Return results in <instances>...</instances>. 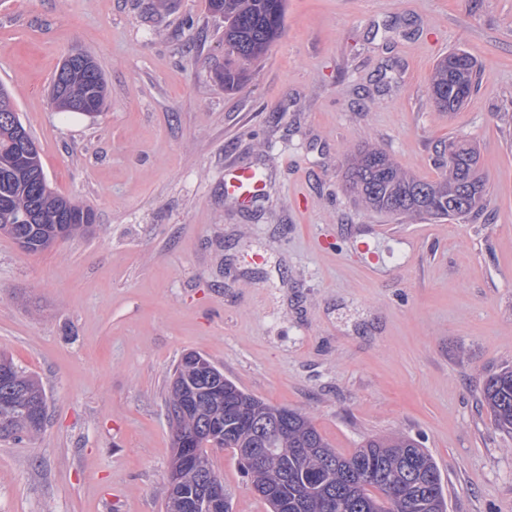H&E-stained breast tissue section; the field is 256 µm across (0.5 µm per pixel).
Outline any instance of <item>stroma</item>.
Segmentation results:
<instances>
[{"mask_svg":"<svg viewBox=\"0 0 512 512\" xmlns=\"http://www.w3.org/2000/svg\"><path fill=\"white\" fill-rule=\"evenodd\" d=\"M457 49L481 77L450 115L429 78ZM76 50L107 81L93 119L49 102ZM223 65L204 0H0V83L51 188L95 212L40 253L0 236V350L48 398L38 436L0 440V512H163L191 351L341 454L414 437L448 512H512V436L481 402L512 366V0H286L250 81L225 91ZM452 138L479 149L478 214L400 219L346 189L358 148L433 180ZM229 161L264 176L250 209ZM208 455L232 512H267L231 449Z\"/></svg>","mask_w":512,"mask_h":512,"instance_id":"35a3bbf8","label":"stroma"}]
</instances>
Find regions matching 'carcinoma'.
Masks as SVG:
<instances>
[{
  "mask_svg": "<svg viewBox=\"0 0 512 512\" xmlns=\"http://www.w3.org/2000/svg\"><path fill=\"white\" fill-rule=\"evenodd\" d=\"M285 0H206V9L224 18V70L217 79L233 92L250 79L247 65L264 58L283 32ZM478 81L473 58L451 51L434 65L429 92L440 111L456 112ZM52 84L51 100L62 112L94 117L107 89L97 63L77 67ZM0 84V235L26 251L40 252L57 239L63 217L69 238L95 222L94 210L53 191L45 180L41 156L22 162L17 112ZM348 191L364 209L397 217L464 218L484 208L486 181L480 153L462 138L448 141V165L437 180L403 171L384 150L366 147L349 160ZM37 211L34 224L21 222ZM483 401L501 430L512 432V367L490 374ZM175 452L172 469L179 485L168 489L165 512H202L208 480H223L207 449L230 448L243 465L268 512H448L441 473L432 455L411 437L369 438L353 453H336L311 418L300 411L270 405L245 392L199 353L178 363L166 398ZM47 419V396L40 382L0 353V438L33 437ZM249 448H264L258 458Z\"/></svg>",
  "mask_w": 512,
  "mask_h": 512,
  "instance_id": "1",
  "label": "carcinoma"
}]
</instances>
